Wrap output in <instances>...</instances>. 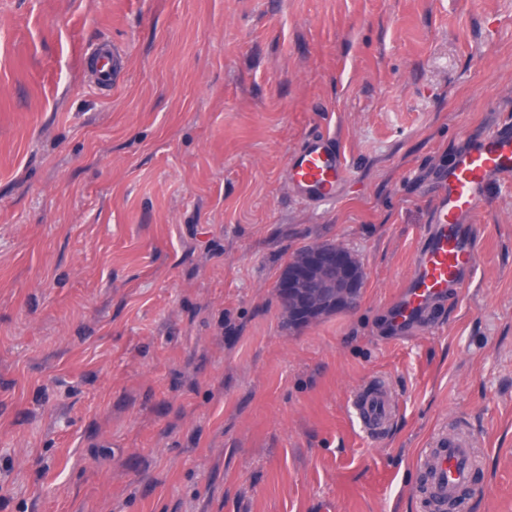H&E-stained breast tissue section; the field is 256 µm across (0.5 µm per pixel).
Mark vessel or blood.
<instances>
[{"instance_id": "1", "label": "vessel or blood", "mask_w": 512, "mask_h": 512, "mask_svg": "<svg viewBox=\"0 0 512 512\" xmlns=\"http://www.w3.org/2000/svg\"><path fill=\"white\" fill-rule=\"evenodd\" d=\"M348 179L347 160L335 138L327 134L308 136L288 164V185L297 199L308 204L338 201ZM509 180L511 119L467 140L453 162L436 171L437 205L408 278L388 309L393 334H408L433 306L445 303L471 280L477 250L474 227L467 218L489 184ZM352 404L371 436L385 434L399 410L394 393L380 382L356 396ZM431 453L433 462L420 464L427 481L426 501L431 512H447L478 467V451L467 433L451 432L436 438Z\"/></svg>"}]
</instances>
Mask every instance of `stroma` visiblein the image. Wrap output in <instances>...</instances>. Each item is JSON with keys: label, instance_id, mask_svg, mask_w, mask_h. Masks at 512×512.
I'll list each match as a JSON object with an SVG mask.
<instances>
[{"label": "stroma", "instance_id": "35a3bbf8", "mask_svg": "<svg viewBox=\"0 0 512 512\" xmlns=\"http://www.w3.org/2000/svg\"><path fill=\"white\" fill-rule=\"evenodd\" d=\"M507 115L512 0H0V512H427L418 458L459 428L465 512H512V181L434 325L386 327L434 170ZM314 133L351 170L321 207L287 182ZM314 242L362 295L291 330ZM352 404L369 436L385 434L399 411L396 396L387 385L380 382L373 383L356 396Z\"/></svg>", "mask_w": 512, "mask_h": 512}]
</instances>
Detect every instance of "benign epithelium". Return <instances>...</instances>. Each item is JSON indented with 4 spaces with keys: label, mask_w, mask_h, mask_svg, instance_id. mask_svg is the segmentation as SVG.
Returning a JSON list of instances; mask_svg holds the SVG:
<instances>
[{
    "label": "benign epithelium",
    "mask_w": 512,
    "mask_h": 512,
    "mask_svg": "<svg viewBox=\"0 0 512 512\" xmlns=\"http://www.w3.org/2000/svg\"><path fill=\"white\" fill-rule=\"evenodd\" d=\"M363 274L350 251L343 246L315 247L292 257L276 282V295L296 326L312 325L324 312L357 306Z\"/></svg>",
    "instance_id": "obj_1"
}]
</instances>
